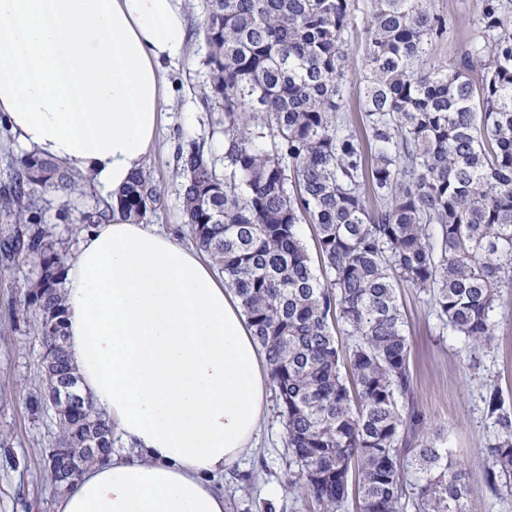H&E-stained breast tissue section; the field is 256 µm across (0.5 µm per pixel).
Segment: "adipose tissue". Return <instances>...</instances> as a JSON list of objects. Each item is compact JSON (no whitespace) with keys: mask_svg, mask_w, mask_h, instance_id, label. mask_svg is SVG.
<instances>
[{"mask_svg":"<svg viewBox=\"0 0 512 512\" xmlns=\"http://www.w3.org/2000/svg\"><path fill=\"white\" fill-rule=\"evenodd\" d=\"M186 43L183 0H0V125L112 204L67 259L66 350L122 449L55 512H225L219 481L256 446L270 376L239 298L198 249L114 206Z\"/></svg>","mask_w":512,"mask_h":512,"instance_id":"obj_1","label":"adipose tissue"}]
</instances>
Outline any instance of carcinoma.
Wrapping results in <instances>:
<instances>
[{
  "mask_svg": "<svg viewBox=\"0 0 512 512\" xmlns=\"http://www.w3.org/2000/svg\"><path fill=\"white\" fill-rule=\"evenodd\" d=\"M481 84L466 69L418 67L445 21L427 0H369L358 125H339L346 36L356 0H209L202 24L208 99L222 112L224 174L194 140L180 147L183 220L224 272L267 356L291 449L287 486L320 512H340L350 476L361 512H472L470 473L413 402L397 281L432 294L468 349L495 338L500 290L512 288V27L485 0ZM78 177L27 153L0 192L16 227L0 261L25 270L19 311L35 317L49 395L77 385L66 352V255L43 227L37 198L72 193ZM161 203L135 174L120 210L147 219ZM316 230L319 278L298 233ZM353 339L347 360L333 320ZM486 402L499 435L487 487L512 481V413ZM58 448L112 449V423L85 396L55 412Z\"/></svg>",
  "mask_w": 512,
  "mask_h": 512,
  "instance_id": "cac0c4a2",
  "label": "carcinoma"
}]
</instances>
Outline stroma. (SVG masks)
I'll return each mask as SVG.
<instances>
[{
	"mask_svg": "<svg viewBox=\"0 0 512 512\" xmlns=\"http://www.w3.org/2000/svg\"><path fill=\"white\" fill-rule=\"evenodd\" d=\"M485 0H428L431 11L445 18L446 29L435 39L421 67L469 66L479 77L481 64L470 51L482 41ZM208 0H184L188 46L183 57L168 64L163 123L157 146L145 163L162 192L149 224L189 242L182 219V177L176 153L185 141L203 146L216 166L224 164V138L214 130L219 113L207 102L210 74L208 47L201 22ZM367 0H358L356 27L347 37L349 67L343 116L354 119L363 87L366 56ZM105 199L95 185L68 197L49 194L41 202L44 221L67 249L79 238L82 214ZM23 277L0 265V512H55L57 492L43 478L46 452L55 432L52 413L29 410L26 399L42 373L41 345L32 322L18 313ZM405 331L411 347L414 403L429 430H444L448 446L469 470L470 500L475 512H512V488L492 495L483 480L489 464L486 450L498 427L486 410L487 385H496L504 406L512 411V288L502 289L496 308L495 340L469 352L446 318L436 312L427 292L406 285L398 289ZM288 448L276 403H269L260 424L258 446L224 475L227 512H318L304 488L287 489Z\"/></svg>",
	"mask_w": 512,
	"mask_h": 512,
	"instance_id": "stroma-1",
	"label": "stroma"
}]
</instances>
